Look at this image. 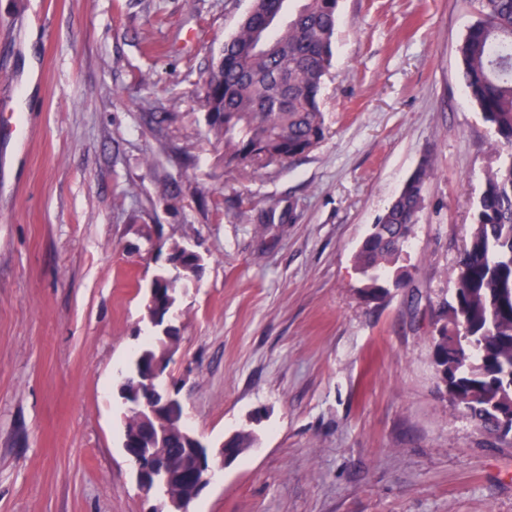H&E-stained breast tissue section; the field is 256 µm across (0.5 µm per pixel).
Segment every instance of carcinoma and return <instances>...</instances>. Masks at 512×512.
I'll use <instances>...</instances> for the list:
<instances>
[{"mask_svg":"<svg viewBox=\"0 0 512 512\" xmlns=\"http://www.w3.org/2000/svg\"><path fill=\"white\" fill-rule=\"evenodd\" d=\"M476 19L459 45L466 93L494 130L497 168L475 205L469 237L454 267V291L430 336L432 363L453 406L495 443H512V0H473ZM338 0H252L221 57L203 77L209 132L224 164L242 174L294 160L325 138L322 90L331 67ZM429 160L407 180L361 241L355 264L362 297L380 304L411 277L389 276L410 243L432 175ZM170 269L152 283L148 318H164L178 283L197 277L201 257L179 245ZM184 428L166 432L163 452L185 456Z\"/></svg>","mask_w":512,"mask_h":512,"instance_id":"obj_1","label":"carcinoma"}]
</instances>
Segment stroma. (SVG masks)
<instances>
[{
    "mask_svg": "<svg viewBox=\"0 0 512 512\" xmlns=\"http://www.w3.org/2000/svg\"><path fill=\"white\" fill-rule=\"evenodd\" d=\"M250 5L0 0V512H149L118 371L176 244L204 268L167 378L210 445L257 436L191 512H512V447L450 405L429 345L498 166L460 77L471 0H339L325 139L243 177L201 78ZM426 158L414 285L366 302L354 255Z\"/></svg>",
    "mask_w": 512,
    "mask_h": 512,
    "instance_id": "35a3bbf8",
    "label": "stroma"
}]
</instances>
